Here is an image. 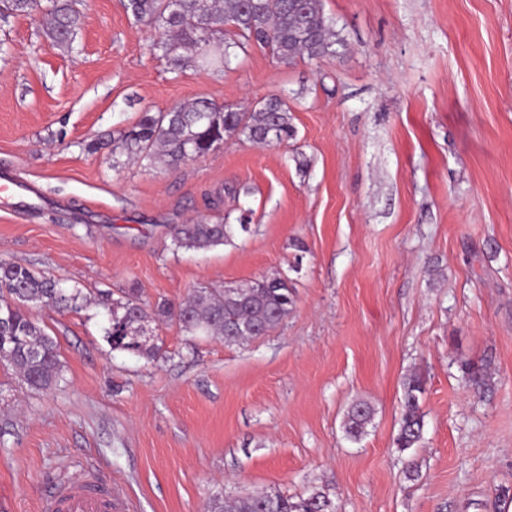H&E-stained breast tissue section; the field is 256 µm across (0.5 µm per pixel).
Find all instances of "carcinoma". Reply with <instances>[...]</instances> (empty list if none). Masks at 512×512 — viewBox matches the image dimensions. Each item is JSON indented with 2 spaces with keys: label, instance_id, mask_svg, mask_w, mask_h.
I'll return each instance as SVG.
<instances>
[{
  "label": "carcinoma",
  "instance_id": "cac0c4a2",
  "mask_svg": "<svg viewBox=\"0 0 512 512\" xmlns=\"http://www.w3.org/2000/svg\"><path fill=\"white\" fill-rule=\"evenodd\" d=\"M134 18L158 32L152 50L167 59L179 75L189 67L228 68L251 46L269 50L284 63L298 57L317 59L336 54V34L321 0H127ZM50 18L49 37L58 45L73 44L80 14L72 0H0V16ZM231 33L228 50L214 55L211 45ZM293 135L286 102L278 97L258 101L240 112L230 105L205 99L166 111L144 112L120 137L121 147L137 160L159 159L171 168L204 155L232 137L244 136L258 144L282 143ZM231 224L203 222L174 228L177 248L198 249L231 241ZM84 299L82 289L27 267L0 261V358L19 373L35 391H48L63 379L56 341L30 316L34 308L68 310ZM292 293L285 279L259 277L246 286L199 288L175 307L158 313L178 321L190 336H220L226 344H240L274 330L291 312ZM150 318L147 304L135 291L112 300V320L105 338L114 350L152 357L154 345L140 344L135 332ZM422 383L410 378L404 384V404L396 444L404 452L422 439L423 415L419 397ZM373 409L365 401L353 403L345 417L344 432L359 441L370 423ZM209 512H335L321 491L306 497H288L260 490L230 502L214 497Z\"/></svg>",
  "mask_w": 512,
  "mask_h": 512
}]
</instances>
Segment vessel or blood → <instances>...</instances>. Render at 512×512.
Listing matches in <instances>:
<instances>
[{
  "mask_svg": "<svg viewBox=\"0 0 512 512\" xmlns=\"http://www.w3.org/2000/svg\"><path fill=\"white\" fill-rule=\"evenodd\" d=\"M0 201L31 209L36 205V196L24 184L0 183ZM38 509L39 512H133L134 506L118 488L78 478L40 503Z\"/></svg>",
  "mask_w": 512,
  "mask_h": 512,
  "instance_id": "1",
  "label": "vessel or blood"
}]
</instances>
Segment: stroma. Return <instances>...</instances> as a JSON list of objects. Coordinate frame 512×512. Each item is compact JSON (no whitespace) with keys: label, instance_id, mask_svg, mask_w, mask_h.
Instances as JSON below:
<instances>
[{"label":"stroma","instance_id":"35a3bbf8","mask_svg":"<svg viewBox=\"0 0 512 512\" xmlns=\"http://www.w3.org/2000/svg\"><path fill=\"white\" fill-rule=\"evenodd\" d=\"M336 53L285 64L254 48L173 76L122 0H77L72 47L42 16L0 20V179L39 207H0V261L88 301L33 309L64 363L48 391L0 364V512H37L96 468L136 512L210 498L325 492L336 512H507L512 504V0H322ZM278 96L296 130L244 137L171 168L112 138L143 112ZM249 232L175 248L174 225ZM288 280L295 305L239 345L152 317L149 359L112 349L113 298ZM481 369L484 382L464 378ZM419 378V447L395 438ZM373 420L357 442L348 408ZM415 463L414 476L405 467ZM373 415V409L365 401L353 403L345 417L344 432L352 441H359L366 432V427L370 423Z\"/></svg>","mask_w":512,"mask_h":512}]
</instances>
